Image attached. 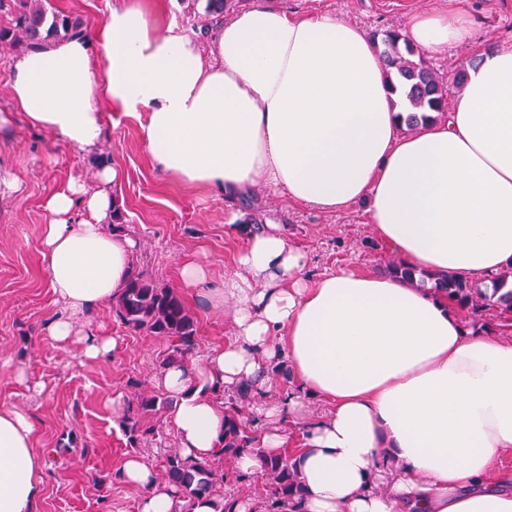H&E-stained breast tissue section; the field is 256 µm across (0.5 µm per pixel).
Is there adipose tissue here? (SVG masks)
Returning a JSON list of instances; mask_svg holds the SVG:
<instances>
[{
	"mask_svg": "<svg viewBox=\"0 0 512 512\" xmlns=\"http://www.w3.org/2000/svg\"><path fill=\"white\" fill-rule=\"evenodd\" d=\"M405 34L437 51L470 41L472 28L446 8L412 14ZM476 56L447 112L405 133L400 96L359 25L255 0L205 49L176 26L158 30L143 0H130L92 35L17 58L9 92L31 126L86 151L101 142V103L143 113L146 149L187 185L235 198L264 186L328 213L363 201L401 262L486 281L512 266V44ZM121 178L105 166L96 185L71 177L42 201V274L63 309L46 333L80 342L90 360L116 341L84 317L120 294L136 251L112 229ZM234 219L235 269L207 286L228 305L233 338L157 379L174 399L183 455L210 459L222 445L213 384L249 383L260 396L262 368L285 360L296 388L260 409L265 454L285 448L282 424L303 417L305 398L330 405L292 458L300 512H512V484L491 477L512 453V342L473 332L430 287L343 269L306 280L282 225ZM44 469L28 415L1 405L0 512H38ZM119 475L139 512H182L178 488L141 455Z\"/></svg>",
	"mask_w": 512,
	"mask_h": 512,
	"instance_id": "obj_1",
	"label": "adipose tissue"
}]
</instances>
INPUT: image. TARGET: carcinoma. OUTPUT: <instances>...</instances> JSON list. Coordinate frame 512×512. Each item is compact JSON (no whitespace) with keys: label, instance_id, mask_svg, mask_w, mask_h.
I'll return each mask as SVG.
<instances>
[{"label":"carcinoma","instance_id":"1","mask_svg":"<svg viewBox=\"0 0 512 512\" xmlns=\"http://www.w3.org/2000/svg\"><path fill=\"white\" fill-rule=\"evenodd\" d=\"M227 0H206L205 14L193 19L206 29L224 16ZM49 0H0V9L8 8L12 16L9 27H0V43L41 45L80 32L82 22L76 17L49 12ZM381 56L392 87L400 88L405 97L402 122L412 131L419 123L439 115L448 108V88L423 59L413 60L418 51L398 29L381 33ZM389 276L406 280L419 287L439 290L448 301L462 310L473 330H492L484 317L493 316L505 324L512 321V292L495 296L487 292L488 285L453 274H437L429 279H415L414 271L401 263L386 267ZM115 317L125 328L146 332L166 340L167 348L157 360V369L164 371L181 365L200 345L197 324L175 289L161 286L142 271L132 272L121 294L112 302ZM250 398L249 388L237 393L229 402L224 419V443L220 454L232 459L241 454L262 455L243 419V404ZM173 399L162 391L143 392L137 396V413L127 417L124 426L130 447L135 448L144 437L155 434L149 425L165 409L172 408ZM164 479L177 485L186 506L201 496L220 500V512H234L235 499L224 495V475L217 472L208 460H191L179 450L170 448L164 453ZM267 482L263 488L270 512H294L295 498L301 494V481L287 454L265 461Z\"/></svg>","mask_w":512,"mask_h":512}]
</instances>
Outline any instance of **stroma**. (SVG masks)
I'll list each match as a JSON object with an SVG mask.
<instances>
[{
  "label": "stroma",
  "instance_id": "stroma-1",
  "mask_svg": "<svg viewBox=\"0 0 512 512\" xmlns=\"http://www.w3.org/2000/svg\"><path fill=\"white\" fill-rule=\"evenodd\" d=\"M126 2L50 0L55 10L79 18L87 34ZM264 2L296 16L326 13L369 33L403 26L412 13L453 5L471 15L473 42L422 54L452 94L459 89L457 69L473 56L475 45L512 43V0ZM23 52L0 44V175L11 173L21 181L17 190L0 191V405L25 412L39 447L47 451L39 512H137V494L119 476V465L131 451L123 421L135 409L138 393L156 388V359L167 344L129 331L108 306L86 316L90 327L117 341L102 359H84L78 346L63 349L48 340L45 327L62 309L41 275L39 229L47 220L41 202L69 176L91 182L102 166L122 170L112 195L127 236L137 243L133 268L177 289L198 324L196 361L230 341L232 330L206 288L182 287L180 266L199 258L210 281H223L240 247L226 230L233 206L221 195L198 192L159 171L142 144L136 115L109 112L103 141L91 154L49 131L29 128L14 112L8 87L10 65ZM244 207L257 223L288 225L306 255L302 275L310 280L339 268L381 275L395 257L360 204L324 213L262 189ZM19 367L25 370L21 379L15 375Z\"/></svg>",
  "mask_w": 512,
  "mask_h": 512
}]
</instances>
